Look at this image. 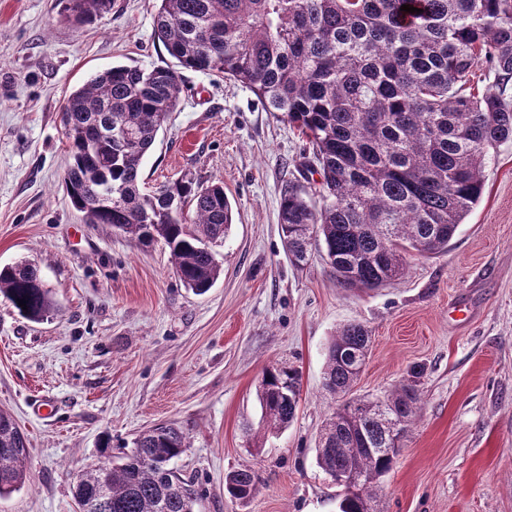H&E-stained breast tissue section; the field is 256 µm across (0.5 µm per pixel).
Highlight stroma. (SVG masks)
<instances>
[{
	"mask_svg": "<svg viewBox=\"0 0 512 512\" xmlns=\"http://www.w3.org/2000/svg\"><path fill=\"white\" fill-rule=\"evenodd\" d=\"M157 8L112 0L77 27L59 0H0V265L34 263L53 302L35 323L0 297V409L30 451L28 480L0 512H79L73 475L101 440L128 447L162 422L188 437L177 467L197 512H337L340 489L315 448L336 406L327 345L349 323L372 337L354 395L384 398L424 369L377 512H512V141L490 149L481 199L447 251L407 255L385 287L343 288L323 246L298 268L283 244L282 192L305 179L297 130L233 80L180 69L178 105L141 178L150 190L186 175L224 185L234 221L215 247L223 272L194 294L163 242L83 223L63 189L62 104L112 66L170 63ZM282 361L302 390L294 421L273 431L257 391ZM245 466L258 483L240 502L224 477Z\"/></svg>",
	"mask_w": 512,
	"mask_h": 512,
	"instance_id": "35a3bbf8",
	"label": "stroma"
}]
</instances>
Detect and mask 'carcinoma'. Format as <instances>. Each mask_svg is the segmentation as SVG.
<instances>
[{"instance_id": "cac0c4a2", "label": "carcinoma", "mask_w": 512, "mask_h": 512, "mask_svg": "<svg viewBox=\"0 0 512 512\" xmlns=\"http://www.w3.org/2000/svg\"><path fill=\"white\" fill-rule=\"evenodd\" d=\"M158 2L154 35L179 66L240 83L305 138L321 204L288 184L279 207L285 248L300 265L321 241L343 288H381L404 274L409 253L445 250L482 196L488 150L512 140V0ZM61 3L77 24L112 11V0ZM404 4L420 12L400 10ZM478 71L481 93L472 91ZM179 95L178 71L168 65H116L72 91L62 109L64 187L84 223L110 224L144 246L164 241L182 283L204 293L221 273L211 244L233 224L223 184L189 178L141 190L143 157ZM106 186L110 204L99 201ZM0 296L35 322L53 308L26 261L0 267ZM370 343L368 330L351 323L328 346L324 386L342 403L327 418L316 460L333 479L353 471L374 485L399 456L423 370L411 368L382 400L350 396ZM300 391L288 363L266 370L258 399L267 427L293 421ZM391 408L395 435L385 424ZM188 447L182 430L163 423L141 432L118 462L111 446L99 449L75 476L80 512H194L191 481L174 470ZM27 455L23 433L0 410V498L26 483ZM256 483L250 468L224 479L237 500L249 499ZM339 512L372 506L343 490Z\"/></svg>"}]
</instances>
